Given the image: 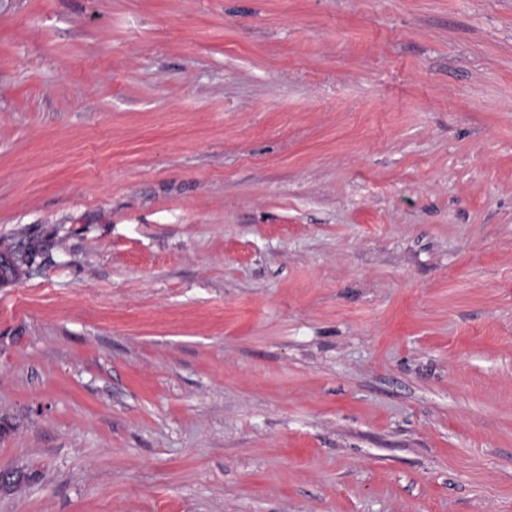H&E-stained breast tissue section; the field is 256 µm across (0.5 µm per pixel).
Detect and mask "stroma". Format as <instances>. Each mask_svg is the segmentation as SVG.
Here are the masks:
<instances>
[{
	"instance_id": "1",
	"label": "stroma",
	"mask_w": 512,
	"mask_h": 512,
	"mask_svg": "<svg viewBox=\"0 0 512 512\" xmlns=\"http://www.w3.org/2000/svg\"><path fill=\"white\" fill-rule=\"evenodd\" d=\"M0 512H512V0H0ZM36 474L26 466L0 469V495L18 490L34 481Z\"/></svg>"
}]
</instances>
